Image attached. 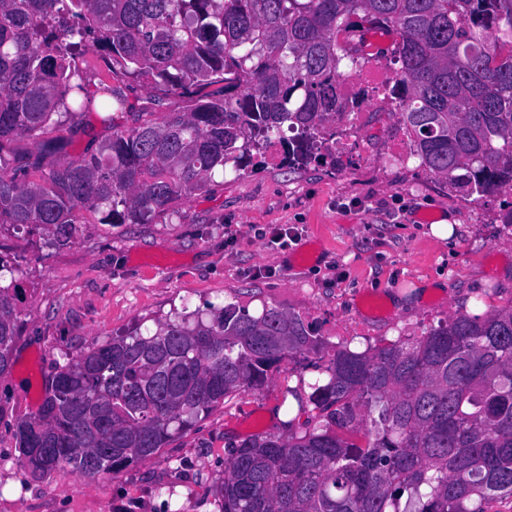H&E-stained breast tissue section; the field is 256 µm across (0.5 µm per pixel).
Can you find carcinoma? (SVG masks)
<instances>
[{
    "mask_svg": "<svg viewBox=\"0 0 512 512\" xmlns=\"http://www.w3.org/2000/svg\"><path fill=\"white\" fill-rule=\"evenodd\" d=\"M396 33L390 94L420 167L465 198L512 189V0H0V145L55 114L100 109L112 138L38 182L0 166V224L43 230L56 248L76 212L147 224L219 171L336 163L324 146L336 84L370 30ZM112 72L183 98L159 121L114 124L129 105L87 92V38ZM17 267L0 256V373L12 364ZM313 323L206 302L69 359L38 413L18 423L21 462L42 479H90L147 460L225 399L319 353ZM301 395L288 438L234 446L213 486L218 512H487L512 498V306L457 313L419 338L340 345ZM40 440L42 447L35 446Z\"/></svg>",
    "mask_w": 512,
    "mask_h": 512,
    "instance_id": "carcinoma-1",
    "label": "carcinoma"
}]
</instances>
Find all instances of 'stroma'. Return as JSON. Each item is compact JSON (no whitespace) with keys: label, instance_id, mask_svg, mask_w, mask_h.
Returning <instances> with one entry per match:
<instances>
[{"label":"stroma","instance_id":"1","mask_svg":"<svg viewBox=\"0 0 512 512\" xmlns=\"http://www.w3.org/2000/svg\"><path fill=\"white\" fill-rule=\"evenodd\" d=\"M76 66L89 92L110 85L144 117L182 105L110 72L93 43ZM111 136L99 113L56 115L39 136L1 148L0 162L53 140L47 163H72ZM393 148L385 138L333 166L228 173L148 224H104L82 210L77 237L60 249L42 231L0 224V254L16 264L22 290L13 363L0 373V512H217L212 486L232 444L283 434L298 409L286 388L307 393L316 375L299 364L274 374L104 481L68 469L34 479L19 463L15 429L39 410L45 393L35 383L134 326L206 301L253 314L276 307L312 322L329 353L346 341L362 351L418 338L460 310L512 305V226L499 221L506 193L463 198L417 159H389ZM444 219L455 231L439 240L429 227Z\"/></svg>","mask_w":512,"mask_h":512}]
</instances>
